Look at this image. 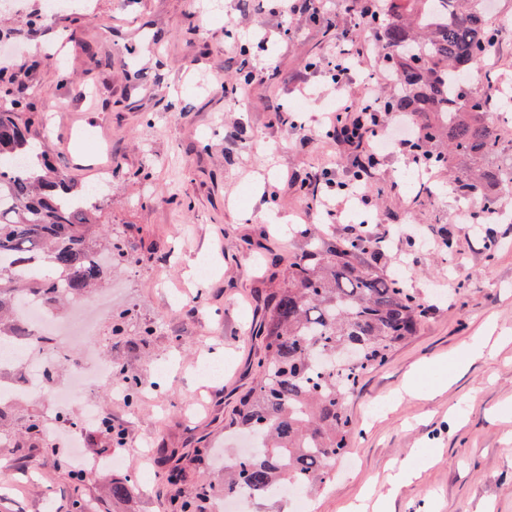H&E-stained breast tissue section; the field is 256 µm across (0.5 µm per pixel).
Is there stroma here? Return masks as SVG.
Listing matches in <instances>:
<instances>
[{
  "instance_id": "35a3bbf8",
  "label": "stroma",
  "mask_w": 512,
  "mask_h": 512,
  "mask_svg": "<svg viewBox=\"0 0 512 512\" xmlns=\"http://www.w3.org/2000/svg\"><path fill=\"white\" fill-rule=\"evenodd\" d=\"M21 2L0 9V45L12 49L0 75L16 76L14 95L47 163L92 182L98 158L88 140L106 144L103 221L140 258L113 267L112 313L95 342L152 389L130 404L105 383L88 392L136 442L120 450L122 475L145 464L141 447L151 450L152 476L132 512H169L170 498L194 496L206 478L215 493L224 489L221 455L239 443L224 428L264 355L253 331L307 245L272 234L275 218L325 241L368 220L385 237L373 271L404 270L427 307L416 335L350 394L358 428L332 482L312 491L313 512H375L371 487L388 493L386 512H512V220L488 216L497 249L487 254L472 224L454 218L462 164L429 171L419 189L412 155L399 150L378 154L365 215L345 209L326 224L308 213L305 178L327 169L341 184L356 169L359 150L328 138L326 113L381 72L377 31L359 27L347 0L289 23L271 0H222L218 10L202 0H66L39 27L31 19L44 0ZM229 24L248 34L245 45L229 42ZM342 32L372 45L340 87L328 62ZM83 84L98 95L94 111L81 106ZM80 129L87 140L76 139ZM198 256L216 267L199 290L190 286ZM464 347L475 357L449 369ZM211 354L223 356L224 375L206 384L195 365ZM201 440L210 452L199 460L192 450ZM412 463L420 476L397 481ZM175 466L186 477L173 486ZM111 481L104 469L74 489L57 456L28 435L20 447H0V512H69L77 492L84 512H112L101 491Z\"/></svg>"
}]
</instances>
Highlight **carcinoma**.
<instances>
[{
    "instance_id": "cac0c4a2",
    "label": "carcinoma",
    "mask_w": 512,
    "mask_h": 512,
    "mask_svg": "<svg viewBox=\"0 0 512 512\" xmlns=\"http://www.w3.org/2000/svg\"><path fill=\"white\" fill-rule=\"evenodd\" d=\"M380 29L386 69L399 88L387 109L412 119L424 165L468 160L474 170L456 190L491 211L512 205V157L489 163L506 140L488 120L493 108H511L512 101L494 93L490 72L480 85L467 81L498 44L483 0H386ZM29 146V122L14 105L0 107V259L39 267L24 281L0 266V336H30L6 320L17 294L37 295L51 309L90 292L108 271L93 260L103 253L94 231L102 218L96 191L61 169L36 170ZM370 238L365 227L335 244L313 241L291 263L288 284L257 330L263 372L228 425L250 435L257 449L224 469V496L245 491L254 502L266 501L287 488L315 486L347 454L353 421L345 402L359 375L415 334L423 300L357 261L374 250ZM112 374L133 402L139 380L119 365ZM110 495L114 505L133 498L132 480L113 479ZM214 501L213 488L203 487L175 501L173 512H214Z\"/></svg>"
}]
</instances>
